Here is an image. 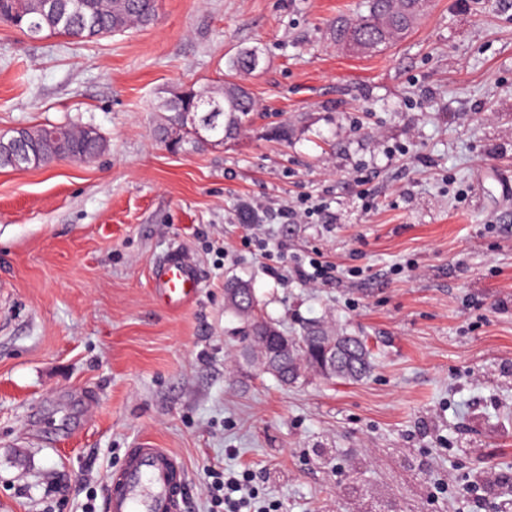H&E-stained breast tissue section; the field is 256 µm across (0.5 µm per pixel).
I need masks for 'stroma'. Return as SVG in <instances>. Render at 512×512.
Segmentation results:
<instances>
[{
	"mask_svg": "<svg viewBox=\"0 0 512 512\" xmlns=\"http://www.w3.org/2000/svg\"><path fill=\"white\" fill-rule=\"evenodd\" d=\"M363 0H159L96 42L0 24V133L92 125L83 163L0 170V512H104L129 449L178 455L181 512L210 470L277 512H512V0H430L381 51L333 37ZM259 48L258 107L200 150L155 135L160 102ZM304 195V224L251 222ZM267 250H259V243ZM196 301H158L173 254ZM317 254L340 278L295 274ZM287 331L363 336L371 377H243L224 289Z\"/></svg>",
	"mask_w": 512,
	"mask_h": 512,
	"instance_id": "35a3bbf8",
	"label": "stroma"
}]
</instances>
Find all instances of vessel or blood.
<instances>
[{
	"instance_id": "1",
	"label": "vessel or blood",
	"mask_w": 512,
	"mask_h": 512,
	"mask_svg": "<svg viewBox=\"0 0 512 512\" xmlns=\"http://www.w3.org/2000/svg\"><path fill=\"white\" fill-rule=\"evenodd\" d=\"M159 300L172 308L190 302L200 287L194 266L175 257L152 274ZM185 487L180 459L165 448L131 449L123 470L108 482L107 512H179Z\"/></svg>"
}]
</instances>
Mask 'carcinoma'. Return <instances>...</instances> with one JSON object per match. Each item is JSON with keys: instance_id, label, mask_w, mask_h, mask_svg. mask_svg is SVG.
I'll return each instance as SVG.
<instances>
[{"instance_id": "obj_1", "label": "carcinoma", "mask_w": 512, "mask_h": 512, "mask_svg": "<svg viewBox=\"0 0 512 512\" xmlns=\"http://www.w3.org/2000/svg\"><path fill=\"white\" fill-rule=\"evenodd\" d=\"M158 0H0V23L15 27L26 36L39 37L80 35L83 41L121 35L135 27H147L156 21ZM420 14L417 0H367L365 12L354 20L336 23V41L348 37L358 39L377 51L394 38L406 34ZM253 50L243 49L229 58L224 80L216 87L196 89L192 86L170 93L162 104L163 123L156 133L166 134L181 146L199 149L205 142L216 144L236 135L255 111L256 103L248 89L237 81L241 74H252ZM196 112L209 125L207 141L200 140L194 127L185 122L184 114ZM20 139L21 150L35 154L37 166L50 167L60 160L80 161L100 155L107 149L106 139L92 126L74 129L69 126L35 125L18 128L0 135L3 140ZM254 311L253 317L241 321L234 360L242 359V351L271 346L270 336L278 325L262 314L253 289L245 292ZM318 322L304 321L288 342L295 345L302 373L294 384L307 378L308 364L316 363V354L325 350L317 336ZM353 349L336 362L330 381L351 383L368 377L373 370L372 354L367 342L352 336Z\"/></svg>"}]
</instances>
